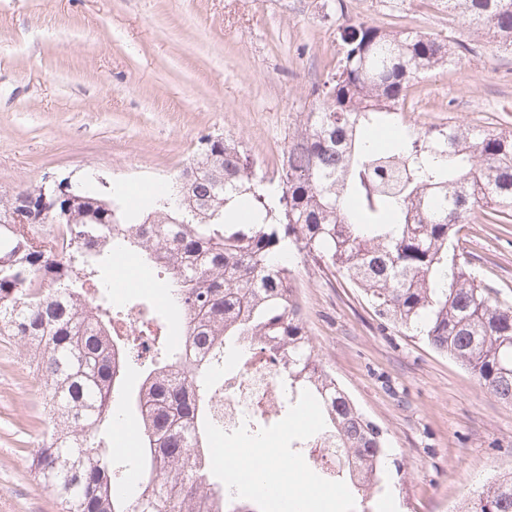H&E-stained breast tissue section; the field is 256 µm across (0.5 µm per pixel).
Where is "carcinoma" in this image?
<instances>
[{"label": "carcinoma", "instance_id": "1", "mask_svg": "<svg viewBox=\"0 0 512 512\" xmlns=\"http://www.w3.org/2000/svg\"><path fill=\"white\" fill-rule=\"evenodd\" d=\"M472 29L512 50V0H439ZM336 67L313 89L288 133L277 186L266 185L239 142L201 138L171 186L131 206L99 186L22 189L0 199V335L10 336L44 383L45 437L31 467L66 512H264V499L224 497L213 466L212 394L221 373L186 363L176 336L224 364L248 348L281 362L288 401L258 410L237 434L259 436L307 399L319 429L366 470L333 477L380 497L384 438L326 368L308 335L295 277L278 258L304 254L362 290L375 314L469 369L491 396L512 403V303L482 286L459 249L480 213L512 224V131L450 122L385 145L366 133L390 123L420 75L450 66L445 40L369 22L338 27ZM56 225L61 250L37 228ZM134 254L161 273L166 311L147 339L112 335L123 316L108 297L112 257ZM132 420L133 458L112 447L114 414ZM462 512H512V475Z\"/></svg>", "mask_w": 512, "mask_h": 512}]
</instances>
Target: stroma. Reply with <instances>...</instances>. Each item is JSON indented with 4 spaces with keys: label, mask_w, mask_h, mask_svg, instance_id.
<instances>
[{
    "label": "stroma",
    "mask_w": 512,
    "mask_h": 512,
    "mask_svg": "<svg viewBox=\"0 0 512 512\" xmlns=\"http://www.w3.org/2000/svg\"><path fill=\"white\" fill-rule=\"evenodd\" d=\"M457 43L456 65L428 72L408 116L512 129V52L474 35L435 0H0V197L46 178L92 176L135 202L189 164L202 136H233L277 178L287 133L336 65L343 16ZM485 287L512 302V232L474 221L461 233ZM304 320L323 363L382 428L394 512H460L474 490L512 472V405L405 329L382 321L360 289L292 254ZM112 302L162 308L152 272L111 271ZM42 382L0 336V512H62L30 467ZM289 418L261 439L289 462Z\"/></svg>",
    "instance_id": "1"
}]
</instances>
